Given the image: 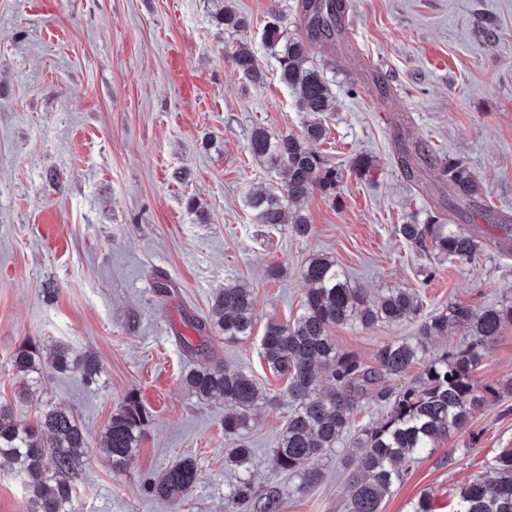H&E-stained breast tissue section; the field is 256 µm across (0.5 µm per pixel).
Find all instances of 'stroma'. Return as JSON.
I'll return each instance as SVG.
<instances>
[{
    "label": "stroma",
    "mask_w": 512,
    "mask_h": 512,
    "mask_svg": "<svg viewBox=\"0 0 512 512\" xmlns=\"http://www.w3.org/2000/svg\"><path fill=\"white\" fill-rule=\"evenodd\" d=\"M225 3L244 29L218 24ZM275 14L287 37L300 35L297 0H0V403L29 421L47 406L76 415L89 448L75 512H228L237 473L224 457L238 440L224 432L223 402L199 400L180 379L212 360L251 372L272 397L246 436L255 484L279 483L284 512H344L358 430L384 414L382 402L365 397L356 432L321 460L323 482L297 492V479L271 469L284 380L265 363L259 336L206 342L189 325L226 284L252 288L263 322L295 317L307 290L300 269L318 252L369 297L413 290L418 318L333 328L340 350L367 364L448 303L512 302V251L493 230L512 224V0H346L334 50L311 55L336 92L313 148L343 184L337 199L305 200L306 239L255 223L247 206L282 181L250 156L252 129L298 134L310 118L279 82L264 40ZM238 42L250 44L262 82L225 56ZM360 156L373 172L354 171ZM455 157L477 183L455 218L482 243L469 264L437 261L397 232L447 213L442 169ZM274 265L280 277H269ZM161 282L170 294H160ZM30 340L91 353L96 383L77 368L52 371L43 392L17 401L10 359ZM476 378L512 379V325ZM130 396L151 419L138 455L116 473L101 436ZM507 448L512 397L476 410L404 473L383 512H411L425 492L434 512H453L457 488ZM451 450L455 463L442 464ZM184 457L200 470L193 491L148 494L150 479Z\"/></svg>",
    "instance_id": "1"
}]
</instances>
